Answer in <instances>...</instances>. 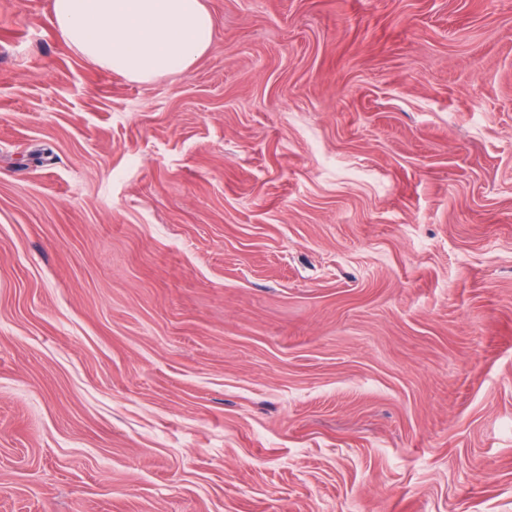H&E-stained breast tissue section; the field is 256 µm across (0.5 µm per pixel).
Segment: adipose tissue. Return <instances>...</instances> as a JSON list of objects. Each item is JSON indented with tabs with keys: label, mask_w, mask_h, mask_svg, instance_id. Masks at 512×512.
I'll return each mask as SVG.
<instances>
[{
	"label": "adipose tissue",
	"mask_w": 512,
	"mask_h": 512,
	"mask_svg": "<svg viewBox=\"0 0 512 512\" xmlns=\"http://www.w3.org/2000/svg\"><path fill=\"white\" fill-rule=\"evenodd\" d=\"M50 9L71 47L133 82L187 74L214 40L204 0H51Z\"/></svg>",
	"instance_id": "obj_1"
}]
</instances>
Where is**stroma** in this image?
I'll list each match as a JSON object with an SVG mask.
<instances>
[{
    "mask_svg": "<svg viewBox=\"0 0 512 512\" xmlns=\"http://www.w3.org/2000/svg\"><path fill=\"white\" fill-rule=\"evenodd\" d=\"M206 4L0 0V512H512V0ZM50 9L71 47L133 82L187 74L214 40L204 0H51Z\"/></svg>",
    "mask_w": 512,
    "mask_h": 512,
    "instance_id": "35a3bbf8",
    "label": "stroma"
}]
</instances>
